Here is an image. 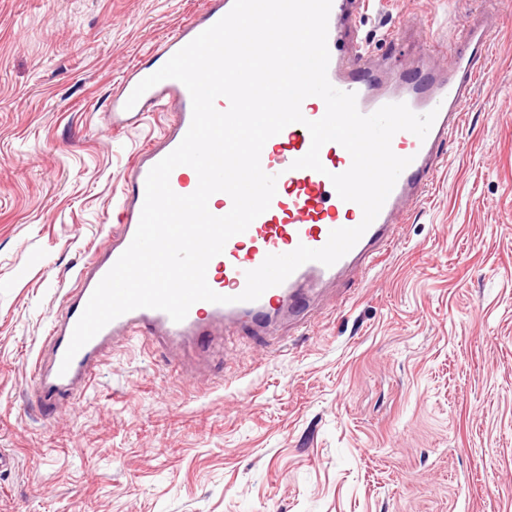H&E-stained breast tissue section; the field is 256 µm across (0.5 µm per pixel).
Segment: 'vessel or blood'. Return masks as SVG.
Listing matches in <instances>:
<instances>
[{"label":"vessel or blood","instance_id":"obj_1","mask_svg":"<svg viewBox=\"0 0 512 512\" xmlns=\"http://www.w3.org/2000/svg\"><path fill=\"white\" fill-rule=\"evenodd\" d=\"M232 6L233 0H209L203 10L194 13L168 37L156 52V62L135 64L122 75L112 102L115 128L138 126L153 112H170L174 119L157 141L139 151L119 188L118 230L108 232L107 248L77 270L72 288L51 321L44 340L48 353L36 357L31 385L33 398L45 411L56 410L61 400L79 396L88 386L105 346L116 340L183 336L204 340L218 325L244 327L264 339L283 316H300L319 287L336 284L349 273L365 272L395 240L397 213L424 196L433 185L445 160L441 146L462 127V108L488 54L492 32L487 21H472L463 30V49L449 51L445 67L436 66L431 51L423 49L410 73L400 74L391 82L385 70L375 64L369 50L358 40L344 37L345 32L354 28L353 17L359 0H332L328 22L330 83L339 90L355 93L357 108L365 115L383 105L400 102L418 114L432 110L437 113L425 139L407 131L394 135L393 152L409 158L410 163L398 177L377 218L333 266L305 263L281 285L266 290L260 299L238 301V294L246 286V272L258 268L267 255L288 253L301 244L320 248L332 230L357 226L363 218L361 207L341 200L331 181L332 175L350 168L352 158L348 151L338 143L329 142L320 150L323 171L294 168V161L308 152L311 136L303 124L289 125L265 143L260 156L264 172L277 178L276 194L269 208L245 232L232 236L223 253L214 257L207 267L209 286L219 294L230 296V303H195L179 323L160 310L128 312L106 325L83 346L70 366H63L75 325L94 289L133 240L150 169L181 143L192 120L190 94L174 79L158 83L135 105H128L127 100L140 81L157 71L159 62L168 61L225 16ZM170 186L177 194H191L198 186V175L191 167H177L170 175Z\"/></svg>","mask_w":512,"mask_h":512}]
</instances>
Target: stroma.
<instances>
[{"label":"stroma","instance_id":"obj_1","mask_svg":"<svg viewBox=\"0 0 512 512\" xmlns=\"http://www.w3.org/2000/svg\"><path fill=\"white\" fill-rule=\"evenodd\" d=\"M208 0H0V512H512V0H366L373 53L496 15L450 160L364 280L274 345L118 341L45 416L33 363L138 151L115 82Z\"/></svg>","mask_w":512,"mask_h":512}]
</instances>
